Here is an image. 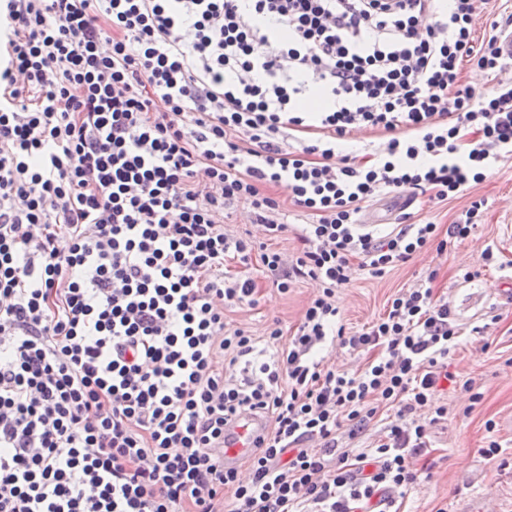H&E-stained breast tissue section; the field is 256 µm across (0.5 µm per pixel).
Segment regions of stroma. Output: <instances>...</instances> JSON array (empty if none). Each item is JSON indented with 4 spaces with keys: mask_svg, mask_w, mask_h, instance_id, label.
I'll list each match as a JSON object with an SVG mask.
<instances>
[{
    "mask_svg": "<svg viewBox=\"0 0 512 512\" xmlns=\"http://www.w3.org/2000/svg\"><path fill=\"white\" fill-rule=\"evenodd\" d=\"M478 198L485 206L476 226L446 253L427 249L380 277L355 272L336 292L339 320L355 332L381 317L394 294L420 284L432 272L434 291L447 300L459 331L448 356L452 379L435 396L448 413L437 420L432 409L421 410L429 448L412 460L419 478L397 500L398 512H438L442 507L448 512H483L489 500L497 512H512V305L500 299L512 285L507 280L512 274V235L502 232L503 225H512V156L501 158L483 183L455 200L436 204L424 196L411 200L383 195L365 208L362 219L375 222L381 231L406 214L412 223L431 221L445 227ZM488 248L494 253L489 262L482 258ZM229 268L242 267L233 262ZM242 269L255 279L258 291L253 303L225 307L228 326L262 337L276 324L284 336H292L316 293L314 284L301 281L284 294L259 258ZM467 271L474 274L468 281L463 278ZM492 440L501 444L502 452L490 458L483 450Z\"/></svg>",
    "mask_w": 512,
    "mask_h": 512,
    "instance_id": "35a3bbf8",
    "label": "stroma"
}]
</instances>
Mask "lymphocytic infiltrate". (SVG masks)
Masks as SVG:
<instances>
[{"label":"lymphocytic infiltrate","mask_w":512,"mask_h":512,"mask_svg":"<svg viewBox=\"0 0 512 512\" xmlns=\"http://www.w3.org/2000/svg\"><path fill=\"white\" fill-rule=\"evenodd\" d=\"M477 0H0V512H375L417 475L415 417L458 335L430 281L355 334L336 290L469 236L361 222L383 194L443 203L512 155V83L476 94L464 61L512 66ZM356 131L382 154L336 152ZM311 216L299 254L267 186ZM247 206L261 241L229 236ZM319 293L264 354L224 307L256 284ZM368 356L349 373L319 358ZM375 446L341 448L379 408ZM267 420L244 469L218 450L241 415ZM395 409L392 408H384L378 414L376 420L370 425L368 430L365 432L362 438L356 439L354 441H350L347 438L348 426L344 423L341 429L337 432L336 438L338 439L339 446H343V448H360L363 446L370 445L376 442L380 436L383 435V427L385 422H389L390 420H395ZM389 419L379 421L380 419L387 418ZM347 446V447H345Z\"/></svg>","instance_id":"1"}]
</instances>
